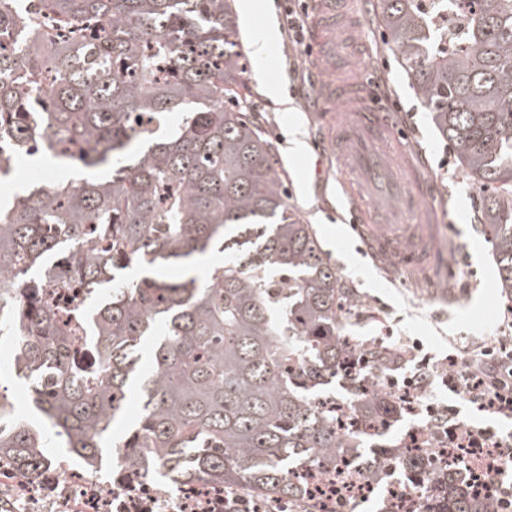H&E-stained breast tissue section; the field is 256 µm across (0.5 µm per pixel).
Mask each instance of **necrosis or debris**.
Listing matches in <instances>:
<instances>
[{
  "instance_id": "necrosis-or-debris-1",
  "label": "necrosis or debris",
  "mask_w": 512,
  "mask_h": 512,
  "mask_svg": "<svg viewBox=\"0 0 512 512\" xmlns=\"http://www.w3.org/2000/svg\"><path fill=\"white\" fill-rule=\"evenodd\" d=\"M342 392L340 395H320L323 403L335 405L339 419H346L352 413L355 394L373 389L397 394L398 382L383 372L368 367L361 379L340 376L337 379ZM512 456V441L496 439L484 441L481 450L467 456L462 469L473 481L478 495L495 499L500 497L508 484L512 483V471L504 465L505 458ZM497 468L494 480H486L490 468ZM12 466L8 461L0 462V475L8 481L5 490L15 500L29 503L43 499L49 512H153L159 502L172 504L176 512H209V503L215 497L205 486L184 485L176 492L162 491L155 483H106L86 469H74L62 487H55L53 471H46L39 479L12 480ZM307 481L315 490L323 512H356L357 508L375 497H382L394 512H431L434 506L435 488L430 484L408 481L402 477H388L372 480L363 477L347 463H338L333 468L313 467Z\"/></svg>"
}]
</instances>
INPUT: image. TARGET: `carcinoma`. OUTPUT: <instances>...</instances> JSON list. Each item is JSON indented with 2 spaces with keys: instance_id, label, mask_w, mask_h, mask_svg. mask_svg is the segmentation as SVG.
<instances>
[{
  "instance_id": "1",
  "label": "carcinoma",
  "mask_w": 512,
  "mask_h": 512,
  "mask_svg": "<svg viewBox=\"0 0 512 512\" xmlns=\"http://www.w3.org/2000/svg\"><path fill=\"white\" fill-rule=\"evenodd\" d=\"M387 46L483 193L481 231L512 300V0H377ZM234 0H0V178L15 156L67 158L103 176L3 185L0 336L36 426L0 398V458L43 474L66 448L89 469L128 394L142 404L121 478L200 483L288 512H318L308 466L388 462L438 490L441 512H498L430 452L376 444L315 402L363 356L336 333L348 289L313 225L288 206L273 146L251 119ZM204 282L171 281L216 242ZM83 289L86 350L43 300L54 260ZM137 265L142 277L116 281ZM115 283L93 308L88 301ZM152 341L150 366L142 350ZM404 400H356L374 426Z\"/></svg>"
}]
</instances>
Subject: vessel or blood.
<instances>
[{"mask_svg":"<svg viewBox=\"0 0 512 512\" xmlns=\"http://www.w3.org/2000/svg\"><path fill=\"white\" fill-rule=\"evenodd\" d=\"M319 15L309 32L310 41L320 49V60L327 68L357 46L356 40L337 42L339 11L336 0H319ZM358 83L336 84L324 80L321 100L345 103L353 99ZM394 126L387 110L365 107L337 120L328 132L325 144L329 154L358 170L367 190L373 191L371 209L350 200L349 212L360 247L378 265L400 272H421L427 277L426 288L431 297L455 302L457 294L451 286L453 264L448 260V246L435 224H417L413 218L430 207L438 194L433 181L420 176L413 160H406L400 179H393L392 161L385 144Z\"/></svg>","mask_w":512,"mask_h":512,"instance_id":"vessel-or-blood-1","label":"vessel or blood"}]
</instances>
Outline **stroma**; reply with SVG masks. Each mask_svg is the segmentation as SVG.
I'll return each instance as SVG.
<instances>
[{
    "mask_svg": "<svg viewBox=\"0 0 512 512\" xmlns=\"http://www.w3.org/2000/svg\"><path fill=\"white\" fill-rule=\"evenodd\" d=\"M261 2L263 13L239 21L243 48L248 55H255L257 30L268 20L277 27L279 39L265 78H258L251 68L245 77L252 92L253 119L274 146L276 169L288 186L292 210L315 226L343 287L382 311L391 336L406 339L418 359L433 364L465 351L480 354L490 346L492 334L499 332L507 305L491 245L479 231L482 193L458 170L451 147L439 137L406 73L385 48L376 0H344L353 33L364 50L350 59L347 70L334 71L332 79L337 82L349 75L363 80L369 94L383 98L399 131L393 149L414 156L422 173L434 180L439 195L431 211L458 245L452 255V286L460 297L449 305L439 306L427 298L422 274L390 271L361 255L360 242L342 205L341 165L333 157L320 156L315 143L316 135L324 131V113L311 102L317 57L306 54L295 42L285 16L288 0ZM269 81L282 88L285 104L267 96L265 84ZM296 135L306 144L300 153L291 149ZM428 393L437 402L455 407L458 420L475 426L491 424L498 430L512 427V421L506 419L488 422L477 405L456 395L443 376H436Z\"/></svg>",
    "mask_w": 512,
    "mask_h": 512,
    "instance_id": "35a3bbf8",
    "label": "stroma"
}]
</instances>
